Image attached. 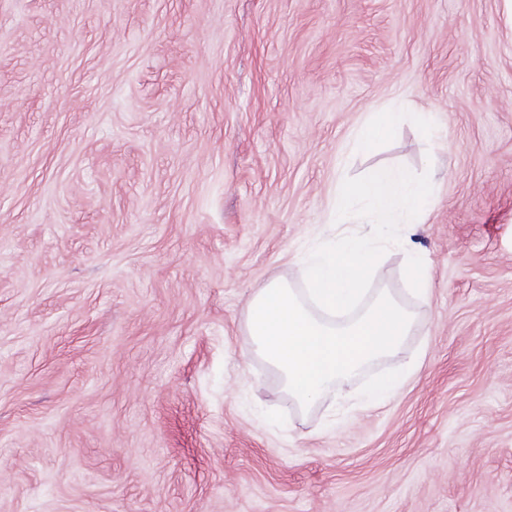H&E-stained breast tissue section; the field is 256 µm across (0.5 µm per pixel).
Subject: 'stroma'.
I'll list each match as a JSON object with an SVG mask.
<instances>
[{
    "label": "stroma",
    "instance_id": "35a3bbf8",
    "mask_svg": "<svg viewBox=\"0 0 512 512\" xmlns=\"http://www.w3.org/2000/svg\"><path fill=\"white\" fill-rule=\"evenodd\" d=\"M381 165L415 326L304 407L246 307ZM0 512H512V0H0ZM384 118L381 121L368 119L357 130L356 139L361 143H369L387 135L395 124L398 112H389L384 109ZM411 268L407 270L408 279L415 292L426 294L430 287V268L422 256L412 251ZM418 361L411 360L405 364L401 377H384L365 394L366 405H373L389 399L403 385L405 380L417 369Z\"/></svg>",
    "mask_w": 512,
    "mask_h": 512
}]
</instances>
